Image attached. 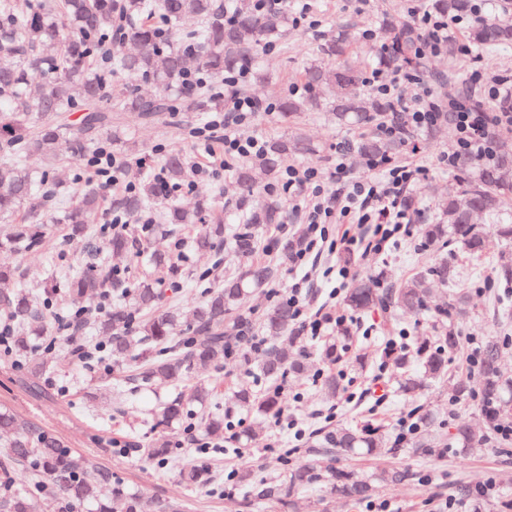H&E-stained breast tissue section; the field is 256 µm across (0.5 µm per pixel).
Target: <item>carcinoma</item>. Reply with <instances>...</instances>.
<instances>
[{"label": "carcinoma", "instance_id": "obj_1", "mask_svg": "<svg viewBox=\"0 0 512 512\" xmlns=\"http://www.w3.org/2000/svg\"><path fill=\"white\" fill-rule=\"evenodd\" d=\"M432 9L451 19L474 11L473 0H433ZM288 13L260 15L252 0H0V218L15 215L32 200L38 189L44 196L54 193L46 178L50 169L68 159H82L103 138L119 144L130 153L136 144L112 125V110L135 112L147 121L165 112H174L173 101L187 99L189 112H216L224 108L218 94H194L184 77L194 65L213 80L224 74L252 67L271 39L288 30ZM378 34L382 40L377 68L397 71L418 65L414 46L418 33L413 25L395 16L381 20ZM470 45L492 52L512 44V19L496 12L476 18L466 32ZM352 40L343 30L336 39L321 48V60L303 71L310 93L298 99H286L281 105L284 118L300 112L326 108L337 119L360 123L373 115L387 112L388 101L378 98L360 82L368 62L349 54ZM127 72L153 83L158 93L141 96L137 89L115 78ZM81 113L78 124L70 113ZM406 140L370 137L360 141L357 150L365 155H388L404 149ZM315 152L313 142L304 133L281 135L269 140L261 157L241 165L236 179L242 195L238 207L243 210L244 227L224 236L223 220L214 214L213 199L202 196L191 209L174 204L166 206L168 224H201L195 240L199 249H211L223 242L237 260V271L224 279V287L207 296L187 315L159 309L161 289L158 281L147 279L136 288L134 307L116 306L99 320V329L111 337L112 361L133 363V381L145 389L155 380H163L178 389L177 395L152 410L144 422L154 428L178 420L184 410L183 394L199 404H210L215 387L204 381L186 384L196 367L220 369L224 361L237 354L240 369L254 379L276 380L286 373H302L308 364L302 355L305 337L295 324L288 301L273 304L261 317L263 327L272 336H288V348H267L261 360L245 347L233 351L232 341L247 342L253 325V313L243 307L251 293L262 288L276 275V269L258 259V233L266 224H282L286 213L273 202H263L256 189L253 172L263 171L277 177L283 160ZM462 192L439 200L435 208L441 215L438 224H420L417 231L425 244L442 247L450 241L466 246L473 254L484 250V238L471 223L473 212L499 218L504 203L512 199V149L496 150L492 162L462 155L456 164ZM167 179L178 181L184 175L182 157L171 153L165 159ZM159 192L147 181L134 193L112 197V208L133 217L152 207ZM100 189L90 186L79 202L68 209L64 223L75 234L85 230L90 216L98 209ZM28 223L19 224L0 244L23 242L37 248L43 239V227L51 222L49 213L37 205L28 211ZM451 285L448 308L435 314L444 326L438 341L419 336L402 348H387L385 359L400 374L399 391L416 395L439 384L448 375L445 353L459 346V336L445 320L456 306L465 302L464 293L454 287L455 275L448 262L440 260L426 272L408 279L388 280L379 288L372 277L354 280L345 295V305L354 313L370 312L378 307L419 314L437 289L433 280ZM112 275L89 268L69 284V295L76 301L102 293ZM0 308L16 325L12 348L20 354L31 352V328L37 323L42 334L50 328L42 308L21 291L0 293ZM186 321L203 335L188 342L182 352L171 345L174 333ZM349 329L324 341L318 348L319 359L334 364L344 354ZM479 368L483 374L484 405L481 417L485 426L477 430L469 424L456 428L454 438L464 448H477L488 439V431L512 416V380L499 367V344L488 339L480 348ZM233 407L275 416L281 412V393L272 391L259 397L252 386L238 384ZM0 435L9 440L3 467L0 468V512H35L32 496L16 486L14 466L27 465L41 480V487L59 493L64 512H112V502L122 501L124 512H178L171 502H147L138 494H124L112 486V475L54 439L34 432L33 426L10 411L0 412ZM317 458L290 474L288 483L251 484L259 498L281 503L294 492L320 484L327 494L350 499L369 497L374 485L353 470L325 468L321 457L333 453L372 454L394 443L380 431L369 434L349 427L324 432L317 441ZM416 447L429 454L438 447L434 418L420 417ZM170 448L165 437L156 438L143 449L150 459L163 461ZM186 483L205 486L211 471L190 467L183 472Z\"/></svg>", "mask_w": 512, "mask_h": 512}]
</instances>
